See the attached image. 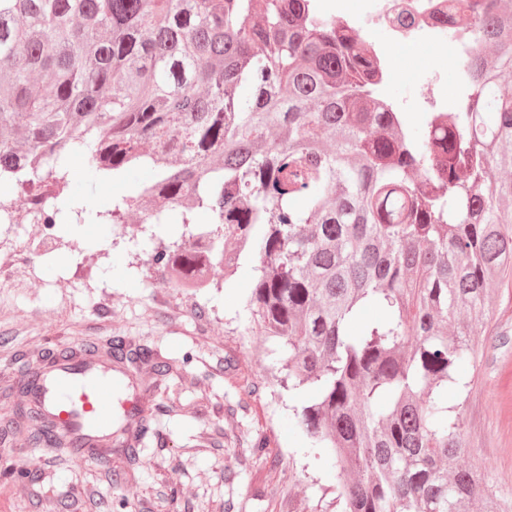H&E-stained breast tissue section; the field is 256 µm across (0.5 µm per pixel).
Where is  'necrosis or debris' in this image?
Returning <instances> with one entry per match:
<instances>
[{"label":"necrosis or debris","instance_id":"4bbe7bcc","mask_svg":"<svg viewBox=\"0 0 512 512\" xmlns=\"http://www.w3.org/2000/svg\"><path fill=\"white\" fill-rule=\"evenodd\" d=\"M458 0H315L325 19L366 35L376 28L389 30L387 41L373 44L386 78H393L396 52L409 46L449 47L467 57L474 46L472 32L463 26Z\"/></svg>","mask_w":512,"mask_h":512}]
</instances>
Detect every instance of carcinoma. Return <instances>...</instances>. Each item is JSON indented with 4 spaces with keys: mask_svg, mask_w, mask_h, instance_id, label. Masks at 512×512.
Returning a JSON list of instances; mask_svg holds the SVG:
<instances>
[{
    "mask_svg": "<svg viewBox=\"0 0 512 512\" xmlns=\"http://www.w3.org/2000/svg\"><path fill=\"white\" fill-rule=\"evenodd\" d=\"M464 2L469 93L413 136L365 41L314 0H0V184L34 224L174 226L149 262L182 287L204 255L226 283L255 262L246 308L300 397L320 512H512L459 412L489 290L512 283V9ZM73 157L95 181L152 177L93 212L66 194ZM80 357L150 386L169 370L120 340ZM36 380L3 389L34 423L12 434L77 446Z\"/></svg>",
    "mask_w": 512,
    "mask_h": 512,
    "instance_id": "obj_1",
    "label": "carcinoma"
}]
</instances>
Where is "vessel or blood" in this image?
Instances as JSON below:
<instances>
[{
    "label": "vessel or blood",
    "instance_id": "1",
    "mask_svg": "<svg viewBox=\"0 0 512 512\" xmlns=\"http://www.w3.org/2000/svg\"><path fill=\"white\" fill-rule=\"evenodd\" d=\"M126 380V373H115L106 364L85 368L62 362L45 371L44 403L69 431L106 433L112 428L118 393Z\"/></svg>",
    "mask_w": 512,
    "mask_h": 512
}]
</instances>
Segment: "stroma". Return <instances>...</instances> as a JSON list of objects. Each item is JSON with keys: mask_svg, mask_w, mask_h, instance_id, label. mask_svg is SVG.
I'll list each match as a JSON object with an SVG mask.
<instances>
[{"mask_svg": "<svg viewBox=\"0 0 512 512\" xmlns=\"http://www.w3.org/2000/svg\"><path fill=\"white\" fill-rule=\"evenodd\" d=\"M463 60L437 48L410 47L396 57L402 79L386 86L408 105V126L420 130L424 94L407 73L439 72L455 87ZM125 183L96 184L74 173L69 192L107 210ZM135 224H69L62 244L30 268L41 286L0 283V378L34 370L41 352L58 356L122 339L133 350L170 359L173 376L148 407L150 435L135 465L115 451L108 462L75 461L67 451L0 440V512H314L326 479L304 455L292 408L297 395L272 390L266 378L274 356H258L261 338L246 312L241 285L252 282L243 261L234 288L158 285L146 254L134 253ZM492 322L473 337L476 364L465 371L473 389L461 408L473 464L486 470L493 492L512 499V288L491 289ZM252 388L241 398L244 388ZM268 436L267 448H249ZM37 481L19 486L26 470Z\"/></svg>", "mask_w": 512, "mask_h": 512, "instance_id": "stroma-1", "label": "stroma"}]
</instances>
